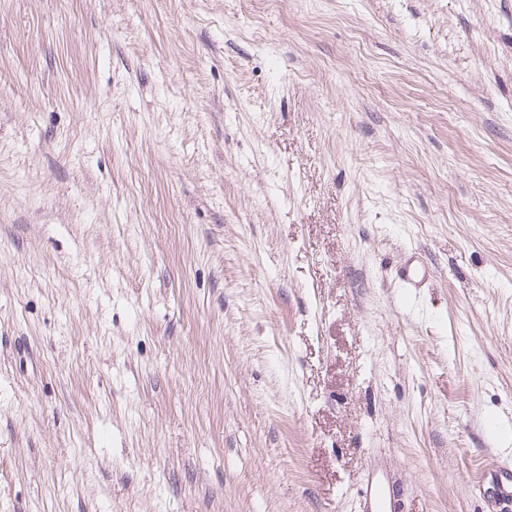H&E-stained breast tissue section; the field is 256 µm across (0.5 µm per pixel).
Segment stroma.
<instances>
[{
  "label": "stroma",
  "mask_w": 512,
  "mask_h": 512,
  "mask_svg": "<svg viewBox=\"0 0 512 512\" xmlns=\"http://www.w3.org/2000/svg\"><path fill=\"white\" fill-rule=\"evenodd\" d=\"M502 462L512 0H0V512H506ZM484 495L499 502L512 503V465L505 464L490 473L486 485L482 486ZM383 485L378 477L372 476L368 480L364 496L360 500L361 512H381L383 501Z\"/></svg>",
  "instance_id": "1"
}]
</instances>
